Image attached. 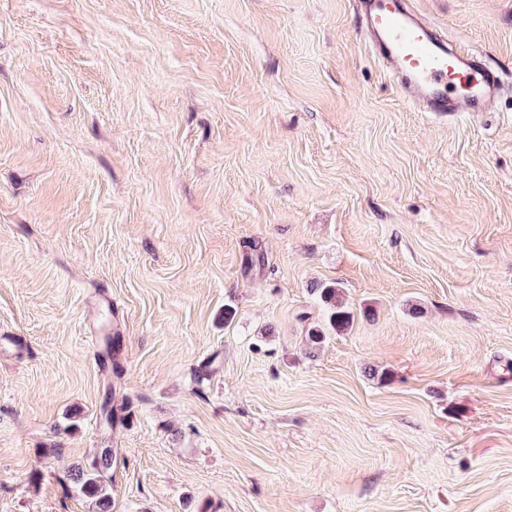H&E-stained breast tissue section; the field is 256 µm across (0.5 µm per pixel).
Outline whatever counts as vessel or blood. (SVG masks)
Wrapping results in <instances>:
<instances>
[{"instance_id": "b4317fda", "label": "vessel or blood", "mask_w": 512, "mask_h": 512, "mask_svg": "<svg viewBox=\"0 0 512 512\" xmlns=\"http://www.w3.org/2000/svg\"><path fill=\"white\" fill-rule=\"evenodd\" d=\"M359 31L408 102L449 115L486 112L504 90L484 56L422 19L415 0H354Z\"/></svg>"}]
</instances>
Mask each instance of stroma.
<instances>
[{
  "instance_id": "1",
  "label": "stroma",
  "mask_w": 512,
  "mask_h": 512,
  "mask_svg": "<svg viewBox=\"0 0 512 512\" xmlns=\"http://www.w3.org/2000/svg\"><path fill=\"white\" fill-rule=\"evenodd\" d=\"M417 7L492 111L351 0H0V512H512V0ZM359 31L408 102L424 112H487L504 85L485 57L422 19L415 0H354ZM314 290L318 294L320 301L330 310L326 328H311L309 330V342L319 345L331 333L339 335L346 331L354 320V313L341 298L340 290L335 286L325 285ZM115 459L116 456L105 449L89 468L77 465L69 475L81 494L95 500L99 512L109 511L110 499L106 490L107 483L112 481V467Z\"/></svg>"
}]
</instances>
